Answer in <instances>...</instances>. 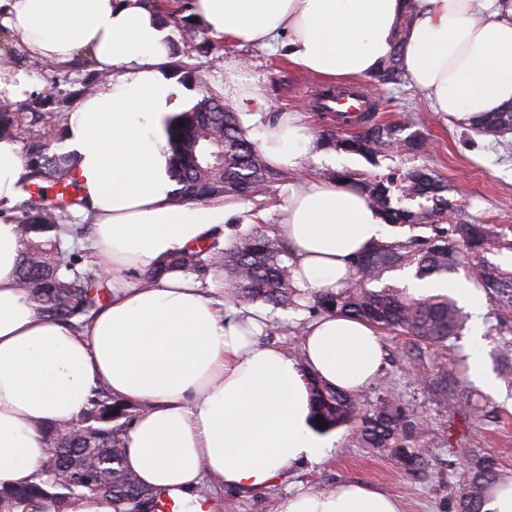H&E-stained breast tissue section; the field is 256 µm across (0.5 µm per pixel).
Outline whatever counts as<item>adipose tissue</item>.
I'll use <instances>...</instances> for the list:
<instances>
[{
  "label": "adipose tissue",
  "mask_w": 512,
  "mask_h": 512,
  "mask_svg": "<svg viewBox=\"0 0 512 512\" xmlns=\"http://www.w3.org/2000/svg\"><path fill=\"white\" fill-rule=\"evenodd\" d=\"M227 44L281 46L289 62L325 80L370 81L412 15L401 52L405 79L439 117L465 121L512 106V0H195ZM0 31L32 59L61 67L78 54L108 82L69 112L62 151L84 185L83 221L94 224L92 261L112 278V300L77 333L33 311L16 277L20 242L13 209L29 168L15 139H0V489L28 480L45 452L44 427L78 417L98 383L135 405L126 467L166 491L178 512H203L202 480L248 494L282 480L295 464L324 462L334 438L311 419L310 378L361 390L377 377L383 341L342 314L312 321L302 356L263 345L261 326L193 278L175 272L137 282L168 253L228 216L223 207L173 205L166 121L179 88L165 74L167 38L143 0H0ZM36 79L0 55V103L25 100ZM244 127L262 154L301 168L313 142L299 117L262 120L259 86L230 81ZM275 234L294 256L304 291H334L352 262L389 242L382 216L351 186L306 179L290 186ZM412 294H451L479 311L468 285L416 279ZM275 512H401L399 501L359 482L302 488Z\"/></svg>",
  "instance_id": "adipose-tissue-1"
}]
</instances>
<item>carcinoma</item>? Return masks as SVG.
Returning a JSON list of instances; mask_svg holds the SVG:
<instances>
[{"mask_svg": "<svg viewBox=\"0 0 512 512\" xmlns=\"http://www.w3.org/2000/svg\"><path fill=\"white\" fill-rule=\"evenodd\" d=\"M166 0H145L158 16L179 21L183 4L168 11ZM409 19L399 24L392 55L383 62L373 85H400V56ZM102 81L99 73L80 82V88L58 99L47 97L44 109L30 113L35 128L26 147L29 168L27 196L15 207V223L23 240L17 269L19 284L28 293L32 308L40 315L84 329L87 321L109 300L112 284L93 266H83L81 256L68 245V238L88 233V225H71L61 218L87 206L81 185L73 177L68 155L59 152L67 109L75 98ZM362 130L336 135L338 145L362 154L384 156L394 150H409L416 137H401L410 126L383 122L372 110L362 117ZM469 130L502 142L512 136V107L480 114L468 122ZM169 165L175 188L172 200L210 202L246 200L269 193L276 173L267 164L257 144L243 128L238 113L218 95L200 99L192 108L173 116L167 125ZM224 152V166L207 159L195 166L194 152L208 149ZM336 181L355 183L367 201L390 223L409 224L430 230L428 236L382 244L355 261V274L337 292H304L293 285L292 254L272 228L258 226L229 247L210 235L203 243L178 249L145 275L148 281L170 272L205 277L224 272V285L235 297L248 303L262 302L275 308H312L336 312L366 321L381 331L410 336L416 342L444 347L463 329L461 309L449 296L416 299L405 287L374 288L384 274L394 269L415 268L424 279L455 273L470 265L475 253L495 241L512 251V240L485 224H447L448 200L443 187L429 169H414L400 183L386 186L337 174ZM417 202V209L403 206ZM472 282L485 291L497 309L512 312V269L486 263L471 271ZM468 367L462 360L440 378V387L456 388L454 403L472 407L473 415L484 410L471 405L464 387ZM313 418L322 431L354 423L360 440L369 448L386 453L407 470H419L426 460L420 442L418 419L391 398L384 396L364 408L363 397L353 391L331 387L317 379L311 382ZM133 407L112 395L104 383L92 390L86 410L77 418L51 428L47 449L31 480L12 489H0V512H72L82 500L103 499L112 512H165L164 494L141 483L124 460L127 431ZM498 477L493 459L476 454L470 476L457 500V512H483Z\"/></svg>", "mask_w": 512, "mask_h": 512, "instance_id": "1", "label": "carcinoma"}]
</instances>
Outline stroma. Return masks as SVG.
I'll return each mask as SVG.
<instances>
[{
  "instance_id": "stroma-1",
  "label": "stroma",
  "mask_w": 512,
  "mask_h": 512,
  "mask_svg": "<svg viewBox=\"0 0 512 512\" xmlns=\"http://www.w3.org/2000/svg\"><path fill=\"white\" fill-rule=\"evenodd\" d=\"M214 38L207 23L197 15L191 21L170 25L172 60L192 67L197 75L195 82L180 83L177 111L188 110L205 94H223L225 80L234 75L262 89L270 115L301 113L314 137L316 151L301 170L289 173L287 180L275 181L269 196L225 201V209L232 213L224 225L226 237L247 232L245 219L253 211L264 212L267 224L276 223L290 183L303 177L325 179L351 172L396 183L406 172L426 167L448 187L449 221L494 225L506 229L512 238V144H498L482 136L471 139L469 131L431 112L428 100L404 84L387 86L383 92L372 93L371 98L385 118L412 114L415 123L411 130L420 135V148L375 158L345 150L333 139L338 123L330 113L317 109L319 95L328 86L326 80L298 71L283 51L273 48L228 46L221 57H214L202 48L204 42ZM93 71V66L81 59L65 72L41 64L34 75L47 92L58 97L74 91L75 81ZM264 312L259 343L273 342L292 351L300 346V324L317 317L312 310L269 305ZM483 321L490 346L488 364L493 367L500 352H512V313L496 310L489 303ZM383 340L384 366L375 382L364 389V400L370 406L381 396L392 395L403 406L417 411L427 450L424 470H402L384 453L364 447L355 426L346 424L337 427L336 446L321 465L292 467L287 482L246 495L213 490L210 512H274L287 483L329 488L339 481L375 484L395 496L403 512H456L457 495L469 474L465 453L471 449L491 456L501 477H512V387L504 383L500 395L484 394L487 415L477 421L463 407L450 405L439 387L442 373L467 354L464 336L450 339L439 349L388 333Z\"/></svg>"
}]
</instances>
